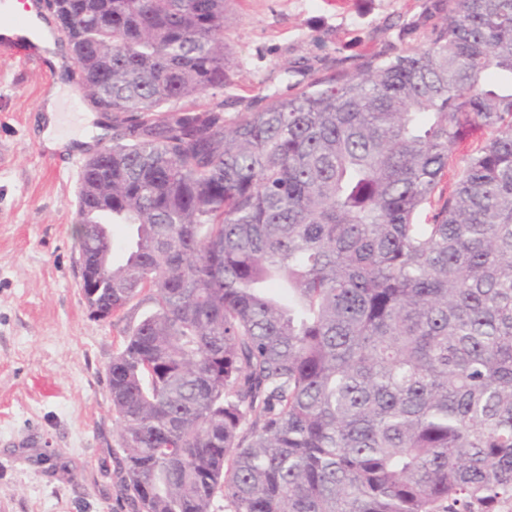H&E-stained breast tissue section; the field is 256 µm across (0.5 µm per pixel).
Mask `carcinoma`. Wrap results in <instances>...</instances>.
<instances>
[{
	"label": "carcinoma",
	"instance_id": "1",
	"mask_svg": "<svg viewBox=\"0 0 512 512\" xmlns=\"http://www.w3.org/2000/svg\"><path fill=\"white\" fill-rule=\"evenodd\" d=\"M228 2L55 5L112 117L79 178V258L112 279L87 304L154 306L108 366L128 499L496 512L512 495V0H448L421 47L234 117L198 103L224 88ZM105 224L135 229L119 265L97 254Z\"/></svg>",
	"mask_w": 512,
	"mask_h": 512
}]
</instances>
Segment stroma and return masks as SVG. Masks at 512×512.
<instances>
[{
    "label": "stroma",
    "mask_w": 512,
    "mask_h": 512,
    "mask_svg": "<svg viewBox=\"0 0 512 512\" xmlns=\"http://www.w3.org/2000/svg\"><path fill=\"white\" fill-rule=\"evenodd\" d=\"M443 0H231L226 115L314 77L417 47ZM56 68L0 50V512H134L107 368L151 303L91 318L81 288L76 161L35 134Z\"/></svg>",
    "instance_id": "35a3bbf8"
}]
</instances>
